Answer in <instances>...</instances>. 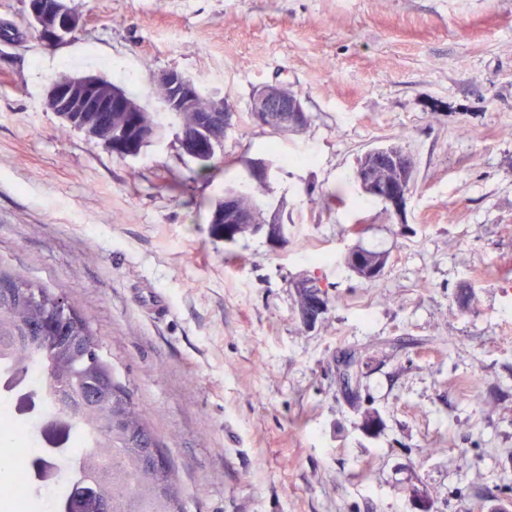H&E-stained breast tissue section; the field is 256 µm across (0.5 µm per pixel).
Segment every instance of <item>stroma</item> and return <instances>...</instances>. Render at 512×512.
I'll return each instance as SVG.
<instances>
[{"mask_svg": "<svg viewBox=\"0 0 512 512\" xmlns=\"http://www.w3.org/2000/svg\"><path fill=\"white\" fill-rule=\"evenodd\" d=\"M83 25L44 45L27 0H0V261L63 292L164 440L186 512H490L512 498V0H69ZM219 92L234 127L214 178L175 129L123 160L46 106L61 76L97 74L151 112L155 74ZM281 82L311 121H248ZM401 146L402 214L353 180ZM271 167L288 243L225 242L210 204ZM189 178L195 205L164 189ZM389 255L368 283L343 257ZM318 277L323 319L298 320L291 282ZM474 292L470 311L455 293ZM171 314L145 310L151 292ZM353 358L355 395L339 387ZM50 453L42 384L0 371V398ZM382 425L360 427L364 409Z\"/></svg>", "mask_w": 512, "mask_h": 512, "instance_id": "stroma-1", "label": "stroma"}]
</instances>
